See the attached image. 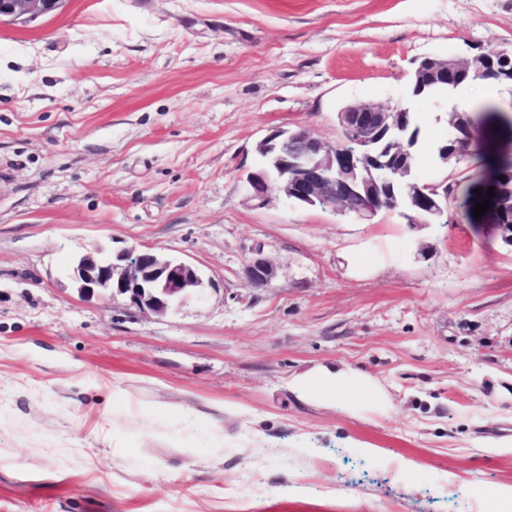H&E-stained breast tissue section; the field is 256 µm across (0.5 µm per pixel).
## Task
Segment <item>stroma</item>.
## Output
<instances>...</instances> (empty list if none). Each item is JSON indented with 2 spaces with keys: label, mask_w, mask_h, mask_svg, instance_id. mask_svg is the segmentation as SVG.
<instances>
[{
  "label": "stroma",
  "mask_w": 512,
  "mask_h": 512,
  "mask_svg": "<svg viewBox=\"0 0 512 512\" xmlns=\"http://www.w3.org/2000/svg\"><path fill=\"white\" fill-rule=\"evenodd\" d=\"M509 45L512 0H62L0 22V512H490L512 486V245L258 206L244 179L269 131L337 146L340 107L398 101L415 59ZM489 98L512 92L415 102L420 180L473 173L433 146ZM97 246L181 259L205 293L163 315L80 297L67 272ZM258 249L273 287L247 283ZM320 365L385 409L299 395Z\"/></svg>",
  "instance_id": "35a3bbf8"
}]
</instances>
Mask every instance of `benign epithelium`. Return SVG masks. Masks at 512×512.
Segmentation results:
<instances>
[{
    "instance_id": "1",
    "label": "benign epithelium",
    "mask_w": 512,
    "mask_h": 512,
    "mask_svg": "<svg viewBox=\"0 0 512 512\" xmlns=\"http://www.w3.org/2000/svg\"><path fill=\"white\" fill-rule=\"evenodd\" d=\"M61 0H0V18L35 19L57 8ZM490 72L499 86L512 90V56L501 51L478 53L467 61L427 57L415 68L411 92L431 95L439 87L457 88L471 73ZM341 131L359 150L347 146L328 147L309 130H275L259 141L260 160L249 172L245 188L250 200L265 205L274 195H281L302 206L320 207L333 212L349 210L361 220H370L383 210L379 181L374 171L384 165V153L413 141L409 106L398 101L381 107L357 102L338 112ZM470 113L450 112L449 144L438 151V162L462 156V133L471 131ZM410 206L400 210L409 224L419 220L415 211L443 214L448 211L472 223L468 212L459 207L460 181L409 183ZM477 187H493L491 207L481 223L493 224L502 239L512 243V172L503 178L481 180ZM70 279L79 293L112 302L124 299L142 310L167 313L185 293L205 290L201 274L191 264L150 250L128 247L117 254L102 248L81 253L73 259ZM246 277L253 287L270 288L277 277L275 266L263 251L253 253L246 265Z\"/></svg>"
}]
</instances>
